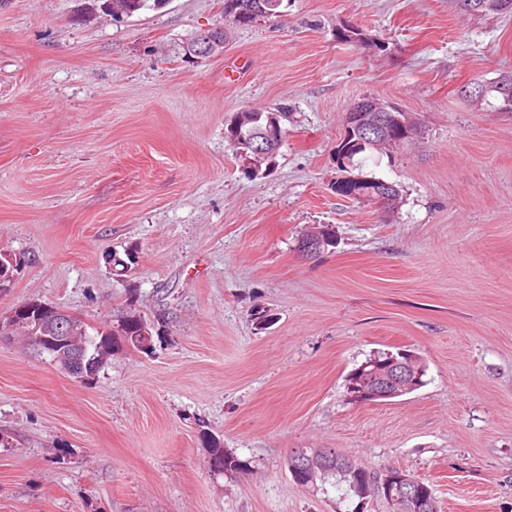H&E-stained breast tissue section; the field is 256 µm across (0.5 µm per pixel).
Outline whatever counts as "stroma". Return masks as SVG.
I'll return each instance as SVG.
<instances>
[{"label":"stroma","instance_id":"35a3bbf8","mask_svg":"<svg viewBox=\"0 0 512 512\" xmlns=\"http://www.w3.org/2000/svg\"><path fill=\"white\" fill-rule=\"evenodd\" d=\"M82 4L0 0V251L34 258L0 318L42 301L93 333L134 312L153 349L114 337L83 383L0 342V512H390L294 483L295 448L427 479L438 512H512V112L458 94L512 72V13L288 0L189 59L221 0L120 19ZM346 25L364 42H341ZM365 97L421 131L343 169L344 116ZM245 108L284 114L252 172L224 138ZM358 174L394 184L398 207L337 195ZM322 224L335 246L301 257ZM398 349L425 386L351 401L347 374ZM215 444L247 470L213 474ZM225 40L224 26L205 29L186 44L185 55L188 58H195L202 54L205 56L221 54L224 51Z\"/></svg>","mask_w":512,"mask_h":512}]
</instances>
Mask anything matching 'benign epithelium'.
Masks as SVG:
<instances>
[{
	"label": "benign epithelium",
	"mask_w": 512,
	"mask_h": 512,
	"mask_svg": "<svg viewBox=\"0 0 512 512\" xmlns=\"http://www.w3.org/2000/svg\"><path fill=\"white\" fill-rule=\"evenodd\" d=\"M224 13L235 24L248 19L247 9L240 0H226ZM225 40L224 27L205 29L186 44L185 55L195 58L202 54H221ZM488 90L489 87L479 84L472 89H464L463 93L467 102L482 107L486 103ZM348 123V130L357 135V144L365 143L378 151L387 146H399L418 134L417 124L407 113L372 98L357 101L350 107ZM224 136L235 146H245L246 150L238 151V155L245 158V163L255 167L259 160L275 154L274 145L281 141L280 113H268L266 124L262 127L251 125V117L240 113L227 127ZM397 197L396 187L384 181L360 195L361 199L373 203L382 212L391 210ZM323 244L319 230H311L303 237L300 254L310 258L321 251ZM48 315L56 316L58 321V335L54 337L38 334L43 319ZM72 318V314L55 306L34 308L27 305L14 310L8 322L0 321V328L23 329L39 350H48L55 358L66 361L69 369L75 373L84 361L86 345L73 335ZM416 371L415 355L407 354L363 371V376L357 377V387L366 403L389 402L413 389ZM326 463V455L318 450L304 459L298 460L294 455L288 457V469L293 480L312 485L316 483V477L325 471ZM376 485L381 487L391 512H430L433 508L430 490L417 491L418 484L409 481L403 474L387 471L377 478Z\"/></svg>",
	"instance_id": "benign-epithelium-1"
}]
</instances>
